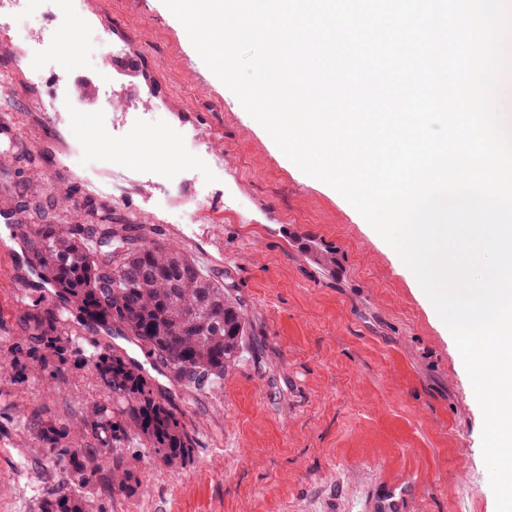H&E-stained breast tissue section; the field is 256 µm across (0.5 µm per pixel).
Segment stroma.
<instances>
[{
	"instance_id": "35a3bbf8",
	"label": "stroma",
	"mask_w": 512,
	"mask_h": 512,
	"mask_svg": "<svg viewBox=\"0 0 512 512\" xmlns=\"http://www.w3.org/2000/svg\"><path fill=\"white\" fill-rule=\"evenodd\" d=\"M51 0H0V96L13 136H0V336L35 293L14 224L44 203L58 224L95 212L130 221L227 275L245 302L246 348L222 388L191 414L197 448L172 469L131 440L147 485L98 495L103 512H365L401 478L419 492L403 512H496L482 453L483 414L455 340L400 255L335 189L285 158L267 131L182 39L163 0H101L51 18ZM108 31L139 75L89 58ZM101 86L94 110L47 112L59 76ZM153 108L122 114L113 96ZM95 130L89 141L87 130ZM155 163L130 165L143 139ZM318 248L336 252L327 269ZM16 406L0 414V512H38L69 472L24 423L39 397L72 431L95 393L81 376L49 382L0 375Z\"/></svg>"
}]
</instances>
